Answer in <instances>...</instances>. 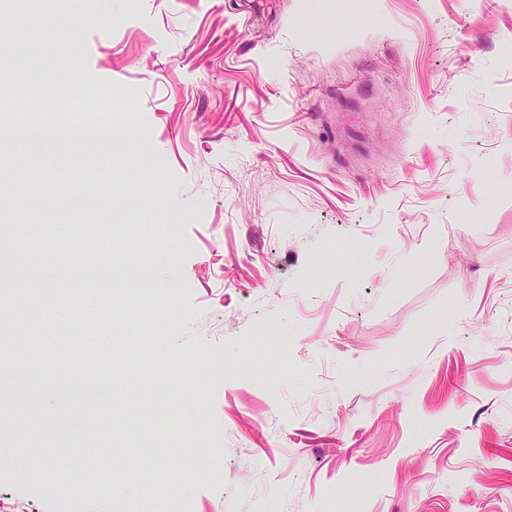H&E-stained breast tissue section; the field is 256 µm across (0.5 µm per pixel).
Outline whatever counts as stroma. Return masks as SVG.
I'll list each match as a JSON object with an SVG mask.
<instances>
[{
	"label": "stroma",
	"mask_w": 512,
	"mask_h": 512,
	"mask_svg": "<svg viewBox=\"0 0 512 512\" xmlns=\"http://www.w3.org/2000/svg\"><path fill=\"white\" fill-rule=\"evenodd\" d=\"M50 4L0 7V512H512V7ZM66 93L112 142L10 138Z\"/></svg>",
	"instance_id": "obj_1"
}]
</instances>
